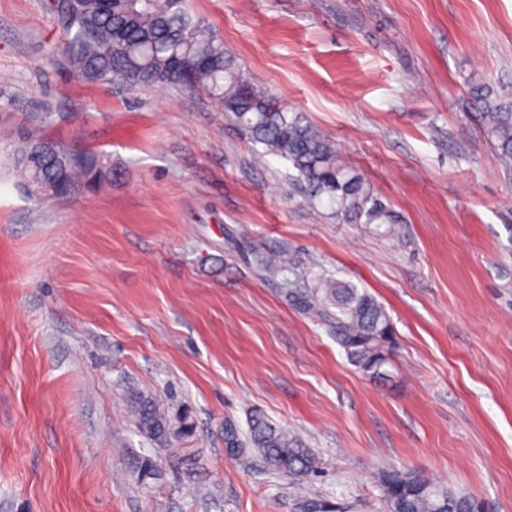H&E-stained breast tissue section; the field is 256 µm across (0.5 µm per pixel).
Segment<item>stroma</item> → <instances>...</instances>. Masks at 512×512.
<instances>
[{
	"label": "stroma",
	"instance_id": "1",
	"mask_svg": "<svg viewBox=\"0 0 512 512\" xmlns=\"http://www.w3.org/2000/svg\"><path fill=\"white\" fill-rule=\"evenodd\" d=\"M184 6L335 141L401 239L312 203L203 92L74 81L45 59L46 0H0V512H294L299 491L381 512V473L413 468L512 512V169L475 117L478 93L512 92V0ZM34 130L106 178L32 199L14 152ZM258 246L287 271L258 277ZM320 278L384 304L389 379L303 311ZM132 389L193 432L141 434ZM256 409L321 477L227 457L225 420Z\"/></svg>",
	"mask_w": 512,
	"mask_h": 512
}]
</instances>
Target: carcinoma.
Masks as SVG:
<instances>
[{
	"label": "carcinoma",
	"instance_id": "cac0c4a2",
	"mask_svg": "<svg viewBox=\"0 0 512 512\" xmlns=\"http://www.w3.org/2000/svg\"><path fill=\"white\" fill-rule=\"evenodd\" d=\"M65 43L52 46L47 59H63L68 72L87 84L121 79L132 87L166 86L199 90L228 112L249 138L265 152L289 160L312 199L327 200L348 222L373 224L381 235L396 236L399 216L373 196L364 180L338 164L336 145L300 112H290L276 99L244 80L224 46L185 10L183 0H49ZM481 123L496 158L512 164V108L482 97ZM39 134L27 136L15 163L26 182L36 187L43 178L63 180L77 190L103 174L91 155L70 154L64 167L24 166ZM288 261L281 248L255 252L259 275L266 276ZM304 311L321 320L344 349L348 360L364 374L384 379L395 347V328L385 307L366 289L350 281L320 279L299 295ZM138 431L168 443L192 428L187 419L178 429L158 402L130 393ZM224 447L247 466L259 457L275 470L301 481L320 473L312 449L296 435L271 423L258 411L250 414L249 433L242 436L232 422L224 423ZM386 512H466L476 499L463 491L432 483L412 470L386 472L380 478ZM295 509L331 512L332 506L307 495L296 497Z\"/></svg>",
	"mask_w": 512,
	"mask_h": 512
}]
</instances>
